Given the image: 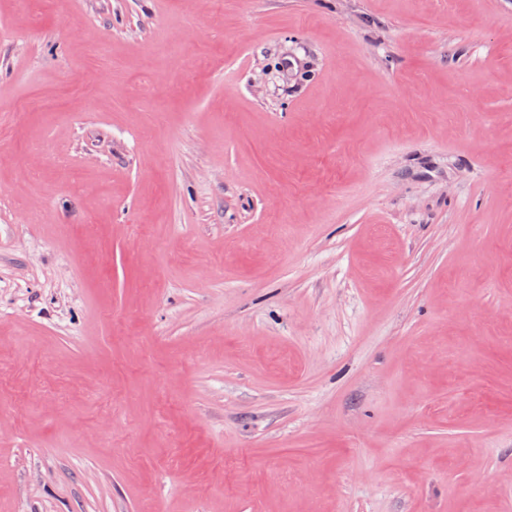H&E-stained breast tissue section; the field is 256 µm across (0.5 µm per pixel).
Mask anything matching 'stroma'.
Here are the masks:
<instances>
[{"instance_id": "1", "label": "stroma", "mask_w": 512, "mask_h": 512, "mask_svg": "<svg viewBox=\"0 0 512 512\" xmlns=\"http://www.w3.org/2000/svg\"><path fill=\"white\" fill-rule=\"evenodd\" d=\"M0 512H512V0H0Z\"/></svg>"}]
</instances>
